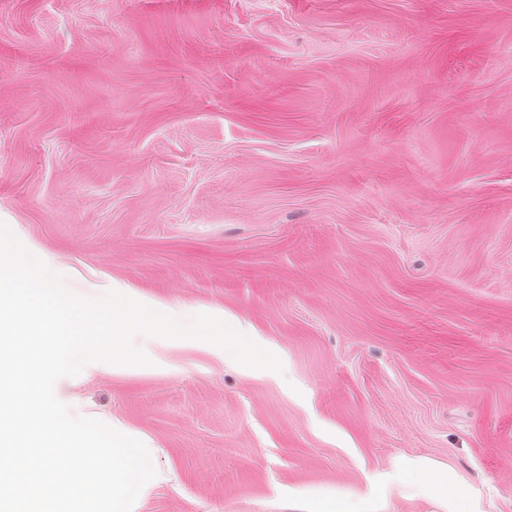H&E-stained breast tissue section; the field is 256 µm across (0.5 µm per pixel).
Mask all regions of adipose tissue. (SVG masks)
I'll return each mask as SVG.
<instances>
[{
    "instance_id": "1",
    "label": "adipose tissue",
    "mask_w": 512,
    "mask_h": 512,
    "mask_svg": "<svg viewBox=\"0 0 512 512\" xmlns=\"http://www.w3.org/2000/svg\"><path fill=\"white\" fill-rule=\"evenodd\" d=\"M388 491L420 498L430 503L434 512H484L477 489L452 468L426 457L397 459L382 479ZM377 496L336 497L318 495L304 501L300 512H380Z\"/></svg>"
}]
</instances>
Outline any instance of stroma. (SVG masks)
I'll list each match as a JSON object with an SVG mask.
<instances>
[{
  "label": "stroma",
  "mask_w": 512,
  "mask_h": 512,
  "mask_svg": "<svg viewBox=\"0 0 512 512\" xmlns=\"http://www.w3.org/2000/svg\"><path fill=\"white\" fill-rule=\"evenodd\" d=\"M0 221L76 292L221 306L67 398L169 478L298 512L422 455L512 512V0H0Z\"/></svg>",
  "instance_id": "35a3bbf8"
}]
</instances>
